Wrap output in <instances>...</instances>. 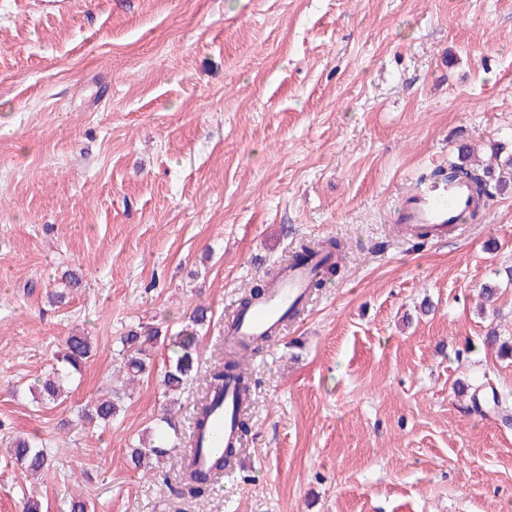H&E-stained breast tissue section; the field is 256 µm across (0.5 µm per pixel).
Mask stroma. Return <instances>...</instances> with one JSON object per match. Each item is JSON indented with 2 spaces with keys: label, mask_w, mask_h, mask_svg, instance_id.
<instances>
[{
  "label": "stroma",
  "mask_w": 512,
  "mask_h": 512,
  "mask_svg": "<svg viewBox=\"0 0 512 512\" xmlns=\"http://www.w3.org/2000/svg\"><path fill=\"white\" fill-rule=\"evenodd\" d=\"M512 145V0H0V512H512V191L413 250L394 206L419 174ZM337 271L251 360L240 459L198 498L183 452L143 477L130 450L174 405L166 344L110 426L120 338L209 310L218 362L243 293L300 242ZM82 285L70 287V276ZM497 285L491 306L481 289ZM94 352L65 398L29 391L66 336ZM38 436V480L6 448Z\"/></svg>",
  "instance_id": "stroma-1"
}]
</instances>
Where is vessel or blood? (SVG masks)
Instances as JSON below:
<instances>
[{
    "mask_svg": "<svg viewBox=\"0 0 512 512\" xmlns=\"http://www.w3.org/2000/svg\"><path fill=\"white\" fill-rule=\"evenodd\" d=\"M476 200L470 188L458 181L436 184L414 182L394 213L405 235L438 241L464 223ZM322 254L304 264L286 260L278 276L269 282L262 297L245 311L234 312L224 323V341L249 347L262 337L276 338L286 324L288 312L306 300L310 287L323 267ZM239 393L233 378L224 381V396L215 403L202 429L191 436L187 460L192 468L211 470L225 449L241 447L235 416Z\"/></svg>",
    "mask_w": 512,
    "mask_h": 512,
    "instance_id": "b4317fda",
    "label": "vessel or blood"
}]
</instances>
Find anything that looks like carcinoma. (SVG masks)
<instances>
[{"mask_svg":"<svg viewBox=\"0 0 512 512\" xmlns=\"http://www.w3.org/2000/svg\"><path fill=\"white\" fill-rule=\"evenodd\" d=\"M505 151L504 146L493 147L494 162L483 165L471 161V150L461 145L458 149V161L450 163L446 170L438 166L430 169L421 175V180L433 182L441 178H463L473 184L478 195L491 198L494 193H502L512 187V154L507 155ZM207 321L208 310L200 306L190 317V323L171 337V343L176 350L175 357L170 361L163 376L166 392L183 391L197 380L199 361L196 335L198 329L206 325ZM158 336L157 329L144 333L131 330L121 339V365L117 374L123 375L124 379L120 384L84 405L78 411L79 419L89 422L95 420L104 424L112 422L121 411L127 386L135 377L148 370V348L157 341ZM92 353L90 337L77 334L67 337L58 356V363L62 364V367L53 369L44 379L32 385L31 390L44 402L56 401L62 394L64 378L74 371H81L82 365ZM238 366L239 363L232 359V354L224 353L220 362L205 371L207 390L223 388L224 378L228 376L229 371ZM161 423L162 426L147 436V442L131 451V462L145 473L149 472L150 457L163 458L168 455L169 449L178 448L183 444L177 432L174 414H167L161 419ZM8 444L12 448V458L24 471L36 475L49 468L50 459L46 444L38 438L20 437L9 440ZM213 481L211 473L185 466L182 468L179 492L200 496L210 488Z\"/></svg>","mask_w":512,"mask_h":512,"instance_id":"cac0c4a2","label":"carcinoma"}]
</instances>
